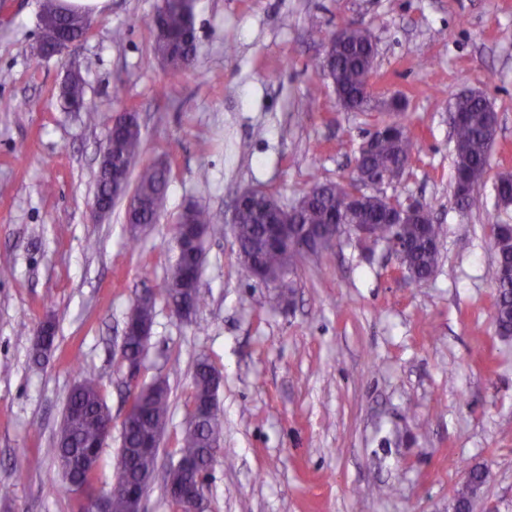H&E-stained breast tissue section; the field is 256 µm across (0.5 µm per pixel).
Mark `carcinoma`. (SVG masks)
Here are the masks:
<instances>
[{
    "instance_id": "obj_1",
    "label": "carcinoma",
    "mask_w": 512,
    "mask_h": 512,
    "mask_svg": "<svg viewBox=\"0 0 512 512\" xmlns=\"http://www.w3.org/2000/svg\"><path fill=\"white\" fill-rule=\"evenodd\" d=\"M198 0H174L165 11L164 22L176 36L185 37L189 47L184 49L182 60H173V70L181 71L193 65L195 53L190 44L195 42V16ZM42 17L62 23V28L70 33L71 39L77 41L92 18L79 12H63L58 0H44ZM346 29L347 39L341 49L331 54L327 74L332 80L337 101L349 110L364 109V87L368 75L374 71L376 50L368 38L369 31L356 27V22L347 20L342 23ZM67 105L85 102L84 79H73L63 93ZM453 109L466 112V117L453 125L454 168L455 171L474 170L486 172L489 166L491 141L488 122L493 111L484 96L471 102H456ZM402 133L400 139L380 142L374 152L361 160L360 168L367 171L384 172L398 164L413 161L414 142L408 127L400 120L393 121ZM143 140L140 126L130 125L125 128L118 145L112 151V166L128 167L133 172L138 157L142 152ZM170 179V170L163 162H156L139 170L136 176L134 193L140 202V211L135 218L138 224H154L166 199V189ZM339 183L313 181L309 191L311 199L304 202L299 211L291 218L288 227L293 231V239L307 241L324 229L327 224H344L346 215L340 209L343 195L337 190ZM498 203L512 204V176L502 177L495 184ZM271 195L264 192L252 200L249 209L241 216L236 229L242 249L239 260L246 276H251L252 269L263 267L269 281L278 283L288 278L296 263L297 252L288 249H268L263 239L264 225L274 219L270 202ZM359 220L372 224L375 239L385 242L397 236L404 240L408 250L403 262L415 268L424 282L432 280L439 263L438 243L442 225L428 224H389L379 205L369 201L358 215ZM179 220L194 224L205 233L213 228V214L201 207L180 215ZM496 260L488 271L495 288L493 318L499 325L500 337L512 338V279L504 276V271L512 268V226L496 225L494 233ZM204 245L182 254L181 261L174 265L168 282H177L179 294L193 299L196 307H201L204 298L199 286L180 277L182 268L197 267L202 263ZM154 316V301L134 303L126 316L128 322H151ZM213 364L206 358L197 361L193 376L194 412L190 416L185 430L181 458L190 462L191 467L177 472L174 478L197 481L203 488H208L209 474H199L212 454L213 446L220 445L223 420L220 413H210L204 406L213 388L211 375ZM146 395H137L134 402L140 406L141 415L134 430L123 439L125 453L128 456L124 477L128 481L138 482L149 476L155 468L156 454L139 450L142 437L163 434L169 422L171 405L169 389L165 380L155 379L144 386ZM68 405L75 409V417L68 423L66 438H57L53 447L45 453L57 459L68 457L73 460L70 479H61L57 488L65 492H74L73 485L91 486L95 480L101 449H92V464L84 465L81 456L86 454V446L101 442L106 423L107 403L97 380L85 375L73 386L68 396ZM486 483V473L481 469L469 472L465 483L454 493V512H473L476 492Z\"/></svg>"
}]
</instances>
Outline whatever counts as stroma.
<instances>
[{
  "label": "stroma",
  "instance_id": "stroma-1",
  "mask_svg": "<svg viewBox=\"0 0 512 512\" xmlns=\"http://www.w3.org/2000/svg\"><path fill=\"white\" fill-rule=\"evenodd\" d=\"M41 0H0V512H78L87 496L55 490L46 456L79 372L112 413L92 492L116 479L132 385L166 379L172 414L143 512H176L165 471L177 462L198 358L217 367L224 420L208 512H452L470 467L488 471L479 512H512V340L496 333L493 227L512 224L494 186L512 174V0H199L192 68L167 70L148 21L160 0H110L64 55L35 57ZM354 19L377 60L366 110L347 111L320 69L323 45ZM79 66L90 110L60 94ZM121 97H114L115 87ZM477 90L499 116L486 185L466 211L453 198L448 113ZM406 104L415 161L377 194L429 207L443 233L439 272L400 276L385 245L343 235L298 258L291 302L246 277L230 231L249 187L293 204L312 180L345 182L359 147ZM138 116L141 163L171 167L156 224L131 237L126 200L91 206L111 120ZM216 213L189 321L163 299L173 228L187 204ZM156 299L139 375L119 362L125 316ZM55 325L34 362L30 332ZM393 485V497L378 487Z\"/></svg>",
  "mask_w": 512,
  "mask_h": 512
}]
</instances>
